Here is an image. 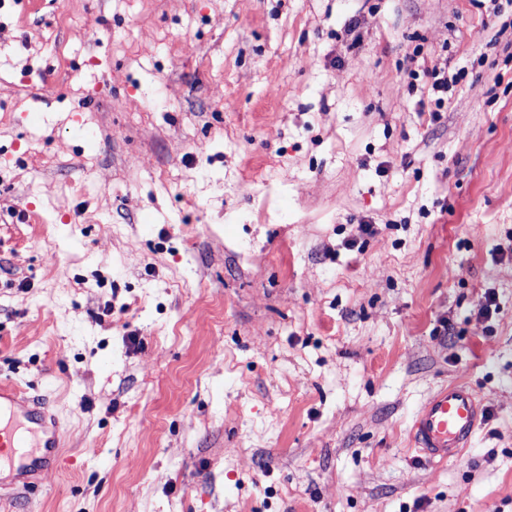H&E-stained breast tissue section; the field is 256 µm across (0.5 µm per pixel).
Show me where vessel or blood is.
<instances>
[{
	"instance_id": "vessel-or-blood-1",
	"label": "vessel or blood",
	"mask_w": 512,
	"mask_h": 512,
	"mask_svg": "<svg viewBox=\"0 0 512 512\" xmlns=\"http://www.w3.org/2000/svg\"><path fill=\"white\" fill-rule=\"evenodd\" d=\"M475 393L462 384L435 390L411 425L416 451L428 461L458 457L484 419ZM62 429L55 412L19 385L0 382V490H32L60 463Z\"/></svg>"
}]
</instances>
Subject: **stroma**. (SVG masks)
<instances>
[{"instance_id": "stroma-1", "label": "stroma", "mask_w": 512, "mask_h": 512, "mask_svg": "<svg viewBox=\"0 0 512 512\" xmlns=\"http://www.w3.org/2000/svg\"><path fill=\"white\" fill-rule=\"evenodd\" d=\"M510 20L0 0V379L64 432L0 512H512ZM450 383L484 420L428 462ZM448 61L436 63L432 67L423 68V74L430 80L429 93L432 96L435 109L430 112H441L448 106V100L455 92L459 77L464 72L463 68L449 75ZM450 94V96L448 95ZM485 408L462 384L443 385L417 410L411 425L415 450L428 461L458 457L469 448Z\"/></svg>"}]
</instances>
